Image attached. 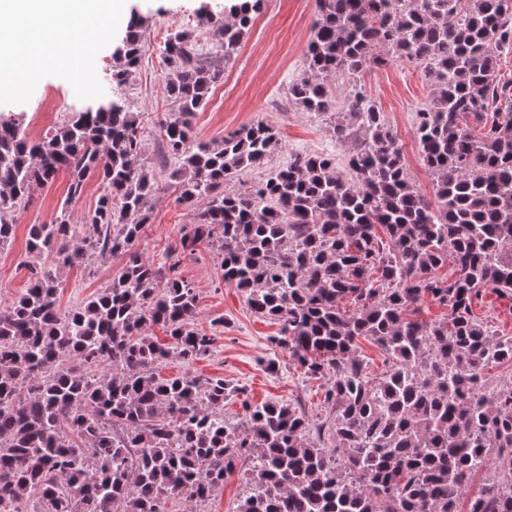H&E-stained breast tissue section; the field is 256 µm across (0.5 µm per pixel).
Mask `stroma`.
<instances>
[{
	"instance_id": "35a3bbf8",
	"label": "stroma",
	"mask_w": 512,
	"mask_h": 512,
	"mask_svg": "<svg viewBox=\"0 0 512 512\" xmlns=\"http://www.w3.org/2000/svg\"><path fill=\"white\" fill-rule=\"evenodd\" d=\"M204 4L216 12L224 8V0H127L124 8L125 13H137L145 22L146 52L125 92L144 129L146 162L158 173L157 190L149 201L152 219L137 246L145 257L158 262L179 247L192 218L176 203L177 190L161 173L166 160L158 130L176 106L164 91L166 67L160 51L169 34L175 28L189 26V19L195 18ZM313 18L314 0H263L261 11L228 57L217 50L209 27L191 26L204 58L223 74L207 106L195 119L198 138L218 144L228 134L256 122L273 126L281 138L278 151L266 167L241 174L247 186L261 183L269 169L286 165L296 153H326L340 160L348 153V145L336 141L331 132L333 118L304 112L288 93L289 86L305 73L304 51L312 36ZM327 85L341 110L355 87L365 90L398 134L412 182L422 194L433 196L432 178L420 160L413 135L415 112L430 98L422 67L405 59L392 60L366 67L354 78L329 76ZM82 105L68 81L48 76L37 84L27 103L12 105L11 110L24 114L30 136L39 138ZM66 190L67 178L62 174L34 187L29 206L17 217L11 244L0 252V304L17 298L28 284L32 260L26 248L29 226L51 222L64 205L73 223H83L101 193L95 178L88 180L79 198L67 200ZM180 259L179 273L197 293L196 323L204 330L217 329L218 335L210 355L189 368L170 361L163 366L162 375L171 377L189 370L202 377L220 376L244 388V396L224 403V417L233 422L241 419L246 400L299 403L309 414H324V391L319 381L306 380L288 351L272 343L278 324L253 314L242 294L225 286L215 249L200 244L194 253H182ZM125 261V256L115 255L104 262L92 259L66 271L59 291L60 310H68L96 292Z\"/></svg>"
}]
</instances>
